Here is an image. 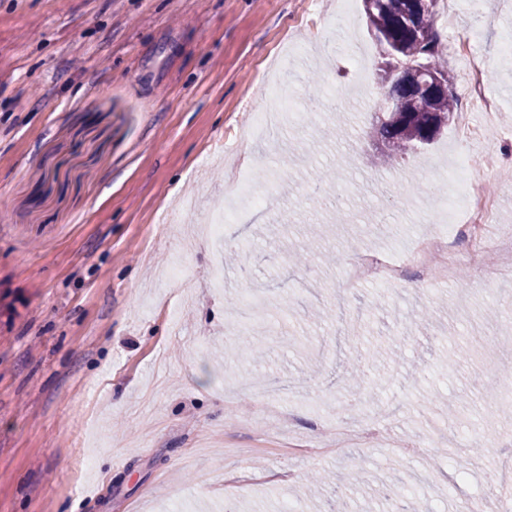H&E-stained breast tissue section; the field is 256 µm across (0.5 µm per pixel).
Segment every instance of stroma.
Masks as SVG:
<instances>
[{
    "mask_svg": "<svg viewBox=\"0 0 512 512\" xmlns=\"http://www.w3.org/2000/svg\"><path fill=\"white\" fill-rule=\"evenodd\" d=\"M439 33L487 63L500 109L487 133L473 113L469 154L512 246V0H464ZM352 40L379 94L362 0H0V512H388L390 488L498 512L512 272L345 281L352 248L422 231L448 194L431 168L456 159L448 129L374 166L375 112L334 106ZM270 65L305 121L262 143ZM239 174L277 207L251 209ZM227 204L243 217L212 241ZM339 424L387 433L340 450Z\"/></svg>",
    "mask_w": 512,
    "mask_h": 512,
    "instance_id": "35a3bbf8",
    "label": "stroma"
}]
</instances>
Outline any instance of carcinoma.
Listing matches in <instances>:
<instances>
[{
  "mask_svg": "<svg viewBox=\"0 0 512 512\" xmlns=\"http://www.w3.org/2000/svg\"><path fill=\"white\" fill-rule=\"evenodd\" d=\"M368 24L381 48L384 66L379 79L381 97L398 107L378 116V134L387 146V165L396 164L416 148L432 143L455 112L456 97L444 64L445 50L434 27L435 16L424 21L415 0H363ZM392 64L423 71L440 82L434 93L407 85L388 75Z\"/></svg>",
  "mask_w": 512,
  "mask_h": 512,
  "instance_id": "carcinoma-1",
  "label": "carcinoma"
}]
</instances>
